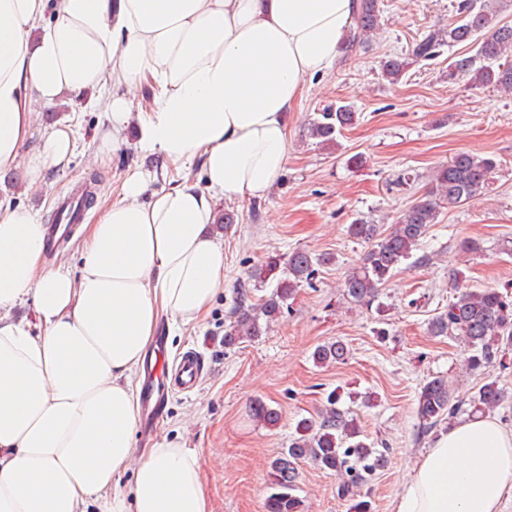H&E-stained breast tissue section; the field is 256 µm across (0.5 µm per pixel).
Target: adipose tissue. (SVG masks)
I'll return each mask as SVG.
<instances>
[{"instance_id":"obj_1","label":"adipose tissue","mask_w":512,"mask_h":512,"mask_svg":"<svg viewBox=\"0 0 512 512\" xmlns=\"http://www.w3.org/2000/svg\"><path fill=\"white\" fill-rule=\"evenodd\" d=\"M356 0H0V169L30 189L66 166L73 131L23 157L35 114L96 94L116 143L140 142L189 180L143 202L136 173L92 224L78 272L46 267V227L0 198V512H87L133 470L117 512H208L195 457L170 442L137 452L133 378L161 316L207 315L224 276L216 200L265 197L288 161L287 115L330 71ZM152 86L145 112L138 90ZM33 301L42 331L10 312ZM512 493V428L460 421L419 462L395 512H499Z\"/></svg>"}]
</instances>
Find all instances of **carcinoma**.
I'll return each mask as SVG.
<instances>
[{
  "label": "carcinoma",
  "mask_w": 512,
  "mask_h": 512,
  "mask_svg": "<svg viewBox=\"0 0 512 512\" xmlns=\"http://www.w3.org/2000/svg\"><path fill=\"white\" fill-rule=\"evenodd\" d=\"M456 12L458 18L448 26L422 33L410 53L382 58L381 75L394 84L413 63L433 60L442 47L450 45L458 47V52L448 62V82L466 79L477 88L512 91V63L505 62L512 57V25L497 22L496 9L487 4L479 7L476 0H462ZM383 13V0H357L356 35L348 40V46L367 43L368 34L380 27ZM356 121L352 106L342 104L320 113L310 123L309 132L320 144L330 145ZM496 166L491 157L459 152L434 171L432 188L402 211L388 233L364 218L349 224V236L365 243L367 250L359 265L346 275L343 297L362 308H371L393 271L412 257L430 225L437 223L441 204L455 207L480 196ZM330 261L331 257L324 254L293 251L286 256L272 255L249 270L248 278L260 282L274 279L276 286L272 293L255 301L249 298L246 288L237 289L239 301L224 329V347L267 334L270 325L289 309L288 300L297 289L305 283L312 284L319 267ZM427 332L434 337L462 340L467 367L481 371L512 351V297L497 289H461L446 309L431 318ZM347 357L348 349L340 341L320 345L313 353L318 365L338 364ZM506 398V389L497 379L485 382L469 398L458 399L447 379L429 378L420 386L416 398L420 435L430 434L460 414L479 418L502 405ZM341 400L340 390L327 392L318 416L299 420L288 447L271 461L273 492L266 499L267 512H304V500L296 495L298 465L304 460L336 474L337 496L348 502L349 512H372V502L362 490L385 467L390 449L380 450L366 442L356 419L340 407ZM251 411L271 427L281 420L280 412L262 401L255 402Z\"/></svg>",
  "instance_id": "1"
}]
</instances>
